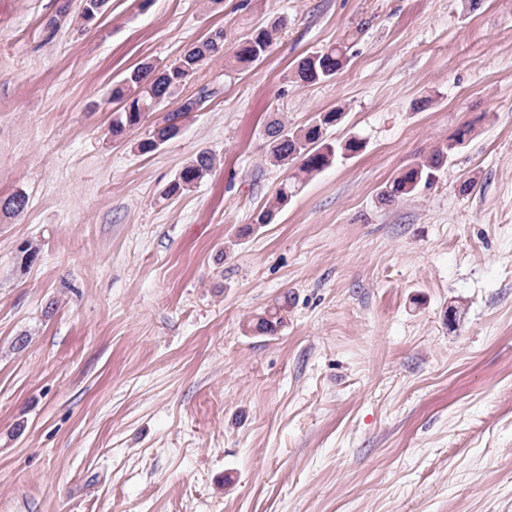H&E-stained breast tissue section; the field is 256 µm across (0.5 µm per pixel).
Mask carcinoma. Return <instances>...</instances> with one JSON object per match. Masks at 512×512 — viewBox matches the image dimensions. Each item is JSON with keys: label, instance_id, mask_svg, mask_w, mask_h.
I'll return each instance as SVG.
<instances>
[{"label": "carcinoma", "instance_id": "cac0c4a2", "mask_svg": "<svg viewBox=\"0 0 512 512\" xmlns=\"http://www.w3.org/2000/svg\"><path fill=\"white\" fill-rule=\"evenodd\" d=\"M286 22L287 19L279 17L257 29L236 47L231 63L246 65L264 59L271 51L276 34ZM347 50V46L338 43L302 57L293 69V79L302 83L332 79L344 67ZM222 58L224 29L217 27L167 63L147 60L139 64L112 87V99L122 102V107L112 119V135L122 136L139 128L149 113L157 111L164 100L179 93L203 65ZM194 111L196 107L192 99L182 102L177 110L164 116L162 123L155 124L146 138L135 143L136 150L142 154L152 153L179 137L186 120ZM343 118L344 112L336 109L317 113L299 129H292L279 120L272 122L266 131L265 161L272 166L291 170V175L281 183L274 197L257 215L256 223H272L306 180L321 173L336 158H351L363 150L364 141L357 136L340 143L327 140V130ZM470 132L469 127L459 128L442 147L410 164L386 184L381 192L382 200L393 202L430 185L436 172L467 145ZM213 167L214 157L211 153H197L181 168L166 196L196 187L210 175ZM26 204L27 197L21 192L0 198V216L8 218L24 209ZM286 305L287 301L277 300L257 317L251 332L258 335L274 333L281 323L280 312Z\"/></svg>", "mask_w": 512, "mask_h": 512}]
</instances>
